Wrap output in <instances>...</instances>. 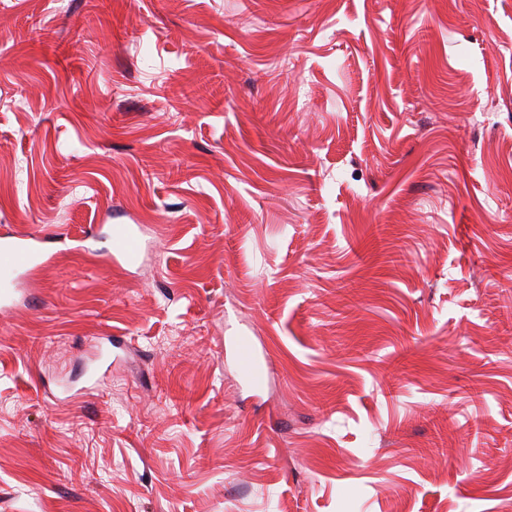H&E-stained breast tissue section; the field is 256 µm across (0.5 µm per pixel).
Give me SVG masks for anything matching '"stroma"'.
Returning a JSON list of instances; mask_svg holds the SVG:
<instances>
[{
	"label": "stroma",
	"mask_w": 512,
	"mask_h": 512,
	"mask_svg": "<svg viewBox=\"0 0 512 512\" xmlns=\"http://www.w3.org/2000/svg\"><path fill=\"white\" fill-rule=\"evenodd\" d=\"M15 232L0 512H512V0H0ZM112 263L116 266H131L138 256L136 230L129 225H115L112 228ZM50 234H19L0 239V311H8L26 278L30 266L44 264L46 252L40 246ZM233 351L241 375L252 387H260L265 378L267 361L257 358L252 337L238 336Z\"/></svg>",
	"instance_id": "obj_1"
}]
</instances>
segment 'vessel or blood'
<instances>
[{"label":"vessel or blood","mask_w":512,"mask_h":512,"mask_svg":"<svg viewBox=\"0 0 512 512\" xmlns=\"http://www.w3.org/2000/svg\"><path fill=\"white\" fill-rule=\"evenodd\" d=\"M112 263L116 266L135 264L138 256L137 236L133 227L117 225L112 229ZM46 238L37 234H19L0 238V311H8L14 304L30 266L46 261L42 248ZM234 356L241 375L254 387L261 386L267 364L257 358L252 337H237Z\"/></svg>","instance_id":"vessel-or-blood-1"}]
</instances>
